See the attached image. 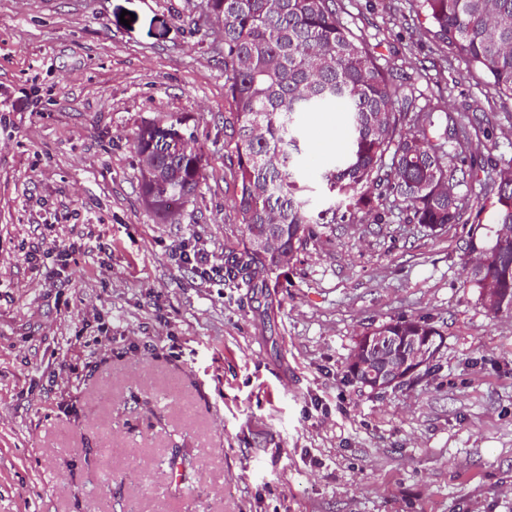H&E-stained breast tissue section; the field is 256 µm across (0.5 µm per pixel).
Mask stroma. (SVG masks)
<instances>
[{
  "mask_svg": "<svg viewBox=\"0 0 512 512\" xmlns=\"http://www.w3.org/2000/svg\"><path fill=\"white\" fill-rule=\"evenodd\" d=\"M337 3L470 130L471 151L448 145L459 168L512 166V102L410 0ZM176 119L205 176L162 220L133 136ZM232 119L207 0H0V512H512V316L463 285L489 173L460 187L463 223L434 233L396 206L321 227L249 288L225 274L246 235ZM345 120L306 114L308 176ZM43 239L79 245L62 280L28 260ZM186 244L209 277L178 262ZM417 316L444 334L429 375L380 394L350 378L366 328Z\"/></svg>",
  "mask_w": 512,
  "mask_h": 512,
  "instance_id": "stroma-1",
  "label": "stroma"
}]
</instances>
